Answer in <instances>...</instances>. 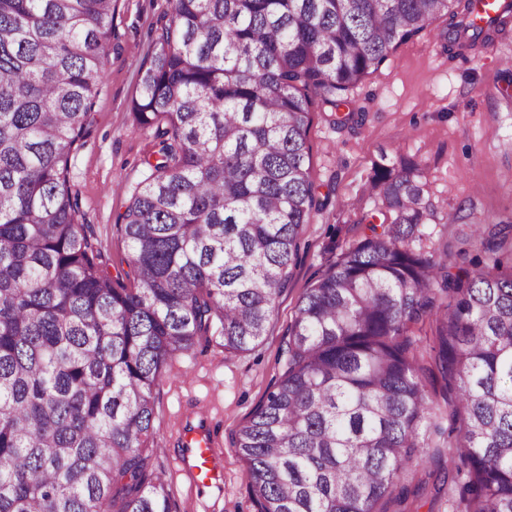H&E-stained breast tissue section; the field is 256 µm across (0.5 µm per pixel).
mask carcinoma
Returning <instances> with one entry per match:
<instances>
[{
    "instance_id": "obj_1",
    "label": "carcinoma",
    "mask_w": 512,
    "mask_h": 512,
    "mask_svg": "<svg viewBox=\"0 0 512 512\" xmlns=\"http://www.w3.org/2000/svg\"><path fill=\"white\" fill-rule=\"evenodd\" d=\"M474 0H173L133 125L147 176L116 219L111 276L80 222L71 157L93 125L112 0H0V512H172L152 470L155 389L217 328L226 355L267 336L317 205L313 115L437 20L443 48H487ZM424 169L375 165L372 234L299 299L279 379L239 430L257 512H390L440 455V374L461 464L433 484L463 512H512V224L468 251L410 246L432 213ZM133 279L129 287L125 280ZM429 323L426 351L414 328Z\"/></svg>"
}]
</instances>
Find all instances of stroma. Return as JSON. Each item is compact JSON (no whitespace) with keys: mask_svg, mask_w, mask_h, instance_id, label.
<instances>
[{"mask_svg":"<svg viewBox=\"0 0 512 512\" xmlns=\"http://www.w3.org/2000/svg\"><path fill=\"white\" fill-rule=\"evenodd\" d=\"M172 0H113V36L95 123L70 162L82 197V223L118 261L128 254L114 222L146 170L154 131L133 128L130 102L152 51L157 19ZM512 38L490 52L463 56L435 37L400 45L373 76L348 94L364 120L338 130L314 118L309 131L312 176L318 187L300 239L299 261L278 297L267 338L255 349L225 355L211 336L166 369L156 389L155 469L172 482L173 512H207L208 496L179 472L173 450L185 412L206 407L222 434L224 497L215 512H256L246 464L236 448L240 428L281 371L284 338L304 290L338 255L368 235L362 210L371 209L376 162L407 159L425 169V200L433 212L423 228L424 251L470 238L474 224H512Z\"/></svg>","mask_w":512,"mask_h":512,"instance_id":"obj_1","label":"stroma"}]
</instances>
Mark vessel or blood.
I'll return each mask as SVG.
<instances>
[{
  "instance_id": "vessel-or-blood-1",
  "label": "vessel or blood",
  "mask_w": 512,
  "mask_h": 512,
  "mask_svg": "<svg viewBox=\"0 0 512 512\" xmlns=\"http://www.w3.org/2000/svg\"><path fill=\"white\" fill-rule=\"evenodd\" d=\"M221 436L206 412L191 411L178 441L176 457L188 482L202 493L223 494Z\"/></svg>"
}]
</instances>
